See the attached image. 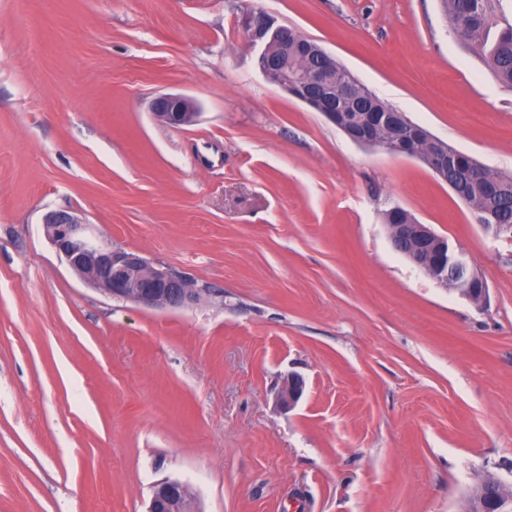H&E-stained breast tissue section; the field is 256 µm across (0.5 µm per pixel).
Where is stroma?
Segmentation results:
<instances>
[{"mask_svg":"<svg viewBox=\"0 0 512 512\" xmlns=\"http://www.w3.org/2000/svg\"><path fill=\"white\" fill-rule=\"evenodd\" d=\"M246 8L512 175V89L441 0H0V512H147L166 478L199 512H463L486 478L512 489V240L269 82ZM162 93L196 122H158ZM392 207L466 250L485 304L393 250ZM58 209L214 296L102 295L48 242ZM156 119L173 128L192 124L199 115L196 101L183 95L162 94L151 105ZM304 391V381L302 378L291 375L284 379L279 391L277 392V403L283 409L293 408Z\"/></svg>","mask_w":512,"mask_h":512,"instance_id":"stroma-1","label":"stroma"}]
</instances>
